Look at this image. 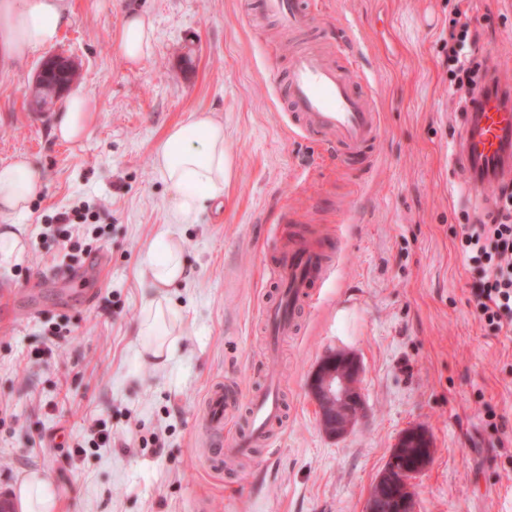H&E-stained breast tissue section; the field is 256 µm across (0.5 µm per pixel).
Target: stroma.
<instances>
[{"label": "stroma", "instance_id": "35a3bbf8", "mask_svg": "<svg viewBox=\"0 0 512 512\" xmlns=\"http://www.w3.org/2000/svg\"><path fill=\"white\" fill-rule=\"evenodd\" d=\"M300 43L355 39V81H368L380 134L368 167L343 168L319 136L288 130L272 23L257 0H71L52 49L0 67V164L26 157L43 187L20 217L22 260L0 262V494L38 472L60 512H365L403 431L432 442L412 481L414 512H512V342L479 322L478 272L461 254L464 216L450 159L463 108L448 87L444 37L468 10L484 51L512 77V0H311ZM154 27L151 53L120 52L128 15ZM72 57L94 117L77 143L33 115L28 86L48 52ZM196 112L224 125L230 174L196 223L170 221V189L155 170L168 131ZM82 206L84 224L58 217ZM173 235L186 276L166 289L173 349H144L149 288L143 256ZM314 236L337 264L298 330L269 356L262 277L277 240ZM90 244L84 303L66 276V240ZM61 325L62 338L48 329ZM362 366L364 412L347 437L319 425L309 378L328 351ZM284 393L270 435L218 462L206 425L210 383L233 401L225 437L246 427L247 403L268 373ZM501 418L489 427L485 406ZM100 423L111 441L89 446ZM161 439L163 450L153 441Z\"/></svg>", "mask_w": 512, "mask_h": 512}]
</instances>
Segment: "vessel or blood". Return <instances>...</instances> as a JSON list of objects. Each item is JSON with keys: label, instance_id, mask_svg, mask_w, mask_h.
I'll return each instance as SVG.
<instances>
[{"label": "vessel or blood", "instance_id": "obj_1", "mask_svg": "<svg viewBox=\"0 0 512 512\" xmlns=\"http://www.w3.org/2000/svg\"><path fill=\"white\" fill-rule=\"evenodd\" d=\"M261 12L292 33L309 29L313 21L308 0H261ZM286 81L284 109L295 132L320 135L351 166L370 152L379 131L378 114L370 92L358 87L347 67L306 47L292 54ZM452 156L466 172L460 184L463 196L477 197L484 184L512 176V110L491 101L483 111L468 113L452 145ZM332 271L318 242H280L277 258L268 268L277 296L263 309L270 344L294 333L298 305L317 301L318 288ZM206 407L212 429L223 433L231 407L223 383L211 385ZM282 412L278 384L274 377H267L264 392L249 400L245 436L232 440L222 456L245 455L253 442L267 436Z\"/></svg>", "mask_w": 512, "mask_h": 512}]
</instances>
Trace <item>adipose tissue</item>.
<instances>
[{
  "label": "adipose tissue",
  "mask_w": 512,
  "mask_h": 512,
  "mask_svg": "<svg viewBox=\"0 0 512 512\" xmlns=\"http://www.w3.org/2000/svg\"><path fill=\"white\" fill-rule=\"evenodd\" d=\"M70 0H0V57L19 59L32 51L53 45L67 21ZM153 46V26L141 14L128 16L122 27L120 51L127 61L136 62ZM93 118L89 96L70 97L58 117L55 133L63 141L76 143L86 136ZM155 167L172 190L170 208L177 224H191L208 202L224 192L228 159L224 152V126L209 114H193L187 123L169 130L159 146ZM42 189L39 173L25 157L0 164V260L20 257L23 248L10 220L26 214L31 201ZM183 246L179 239L166 237L145 253L143 262L149 285L163 290L185 277ZM23 512H58L51 483L31 473L18 487Z\"/></svg>",
  "instance_id": "obj_1"
}]
</instances>
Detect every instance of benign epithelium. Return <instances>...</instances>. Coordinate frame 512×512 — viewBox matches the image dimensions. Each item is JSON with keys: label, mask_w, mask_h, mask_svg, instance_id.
<instances>
[{"label": "benign epithelium", "mask_w": 512, "mask_h": 512, "mask_svg": "<svg viewBox=\"0 0 512 512\" xmlns=\"http://www.w3.org/2000/svg\"><path fill=\"white\" fill-rule=\"evenodd\" d=\"M78 66L62 54L46 56L32 82V98L42 109L39 93L50 88L53 98L62 97L74 83ZM361 365L345 352L325 357L309 380L311 398L316 406L323 432L334 439L348 436L362 415L364 403L358 388ZM432 455V442L421 429L403 433L390 453L388 465L373 485L366 512H413V493L408 480L421 472Z\"/></svg>", "instance_id": "1"}]
</instances>
